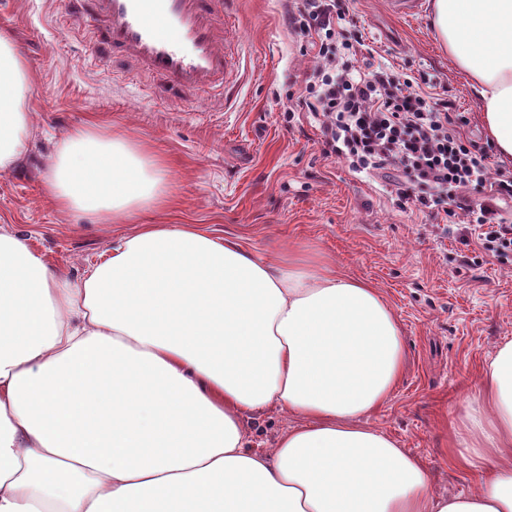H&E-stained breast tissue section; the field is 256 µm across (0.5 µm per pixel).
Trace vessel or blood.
Instances as JSON below:
<instances>
[{
	"label": "vessel or blood",
	"mask_w": 512,
	"mask_h": 512,
	"mask_svg": "<svg viewBox=\"0 0 512 512\" xmlns=\"http://www.w3.org/2000/svg\"><path fill=\"white\" fill-rule=\"evenodd\" d=\"M65 28L81 24L88 44L106 45L132 76L165 81L179 99L221 92L232 104L242 79L227 0H67Z\"/></svg>",
	"instance_id": "vessel-or-blood-1"
}]
</instances>
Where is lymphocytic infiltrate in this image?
I'll return each instance as SVG.
<instances>
[{
  "label": "lymphocytic infiltrate",
  "mask_w": 512,
  "mask_h": 512,
  "mask_svg": "<svg viewBox=\"0 0 512 512\" xmlns=\"http://www.w3.org/2000/svg\"><path fill=\"white\" fill-rule=\"evenodd\" d=\"M285 24L313 58L301 88L287 96L285 122L311 114L324 157L385 180L399 208L482 227L485 253H511L512 172L491 168L488 150L463 133L467 117L373 63V48L351 28V0H291ZM474 189L482 199H470Z\"/></svg>",
  "instance_id": "obj_1"
}]
</instances>
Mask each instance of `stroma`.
I'll use <instances>...</instances> for the list:
<instances>
[{"instance_id": "stroma-1", "label": "stroma", "mask_w": 512, "mask_h": 512, "mask_svg": "<svg viewBox=\"0 0 512 512\" xmlns=\"http://www.w3.org/2000/svg\"><path fill=\"white\" fill-rule=\"evenodd\" d=\"M66 0H0V29L13 31L36 74L27 149L0 170V228L27 238L70 278L135 224H202L241 237L271 259L289 250L334 262L380 290L400 318L401 378L368 425L394 437L436 473L435 487L468 494V469H448V432L499 344L512 340V255L482 254L461 226L403 212L381 187L325 159L316 121L286 123L282 104L298 91L310 56L284 23V0H235L236 39L247 71L232 105L175 103L160 80H128L122 62H92L81 30L59 26ZM353 20L376 60L435 84L465 113L467 137L487 145L479 103L448 59L430 9L407 18L391 0H355ZM94 121L119 127L164 158L171 205L112 224L59 210L43 181L68 134Z\"/></svg>"}]
</instances>
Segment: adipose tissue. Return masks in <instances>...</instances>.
I'll list each match as a JSON object with an SVG mask.
<instances>
[{
    "label": "adipose tissue",
    "mask_w": 512,
    "mask_h": 512,
    "mask_svg": "<svg viewBox=\"0 0 512 512\" xmlns=\"http://www.w3.org/2000/svg\"><path fill=\"white\" fill-rule=\"evenodd\" d=\"M448 57L512 162V0H434ZM33 76L0 31V170L25 150ZM164 160L118 129H74L45 191L120 223L172 199ZM400 320L325 259L269 261L198 224H140L83 276L0 231V512H512V341L492 354L449 467L467 495L365 419L395 390ZM299 418L273 448L248 422Z\"/></svg>",
    "instance_id": "adipose-tissue-1"
}]
</instances>
